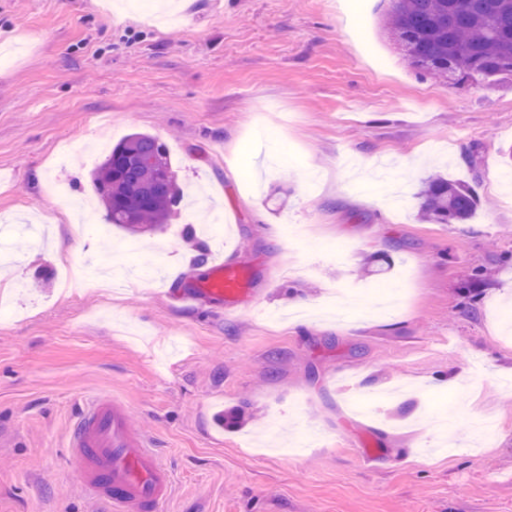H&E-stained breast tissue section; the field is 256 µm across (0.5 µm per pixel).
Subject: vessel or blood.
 Segmentation results:
<instances>
[{"mask_svg": "<svg viewBox=\"0 0 512 512\" xmlns=\"http://www.w3.org/2000/svg\"><path fill=\"white\" fill-rule=\"evenodd\" d=\"M202 288L182 293L191 305L200 295L223 299L233 309L243 299L245 275L237 264L213 260ZM129 408L114 396H90L72 422L67 446L89 495L104 512H163L174 495L172 474L155 440L132 430Z\"/></svg>", "mask_w": 512, "mask_h": 512, "instance_id": "b4317fda", "label": "vessel or blood"}]
</instances>
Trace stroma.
Here are the masks:
<instances>
[{
	"label": "stroma",
	"mask_w": 512,
	"mask_h": 512,
	"mask_svg": "<svg viewBox=\"0 0 512 512\" xmlns=\"http://www.w3.org/2000/svg\"><path fill=\"white\" fill-rule=\"evenodd\" d=\"M124 2L0 0V512H96L66 448L95 393L163 441L166 512H512V84L419 77L390 0ZM105 129L167 144L195 196L164 230L95 237L52 191L94 200ZM434 172L469 223L421 218ZM189 224L237 310L182 309ZM418 196L423 214L434 224H466L480 204L473 186L439 174L423 180ZM209 273L203 288L186 290L180 300L186 305H193L201 294L210 295L224 300V310L239 305L246 294L245 275L237 264L228 260H212L207 264Z\"/></svg>",
	"instance_id": "obj_1"
}]
</instances>
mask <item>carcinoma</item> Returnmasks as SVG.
<instances>
[{"label":"carcinoma","instance_id":"obj_1","mask_svg":"<svg viewBox=\"0 0 512 512\" xmlns=\"http://www.w3.org/2000/svg\"><path fill=\"white\" fill-rule=\"evenodd\" d=\"M381 27L408 66L441 83L474 88L512 83V0H391ZM108 223L133 233L161 230L181 191L166 146L134 132L111 148L92 180ZM420 207L434 224H466L476 189L427 176Z\"/></svg>","mask_w":512,"mask_h":512}]
</instances>
